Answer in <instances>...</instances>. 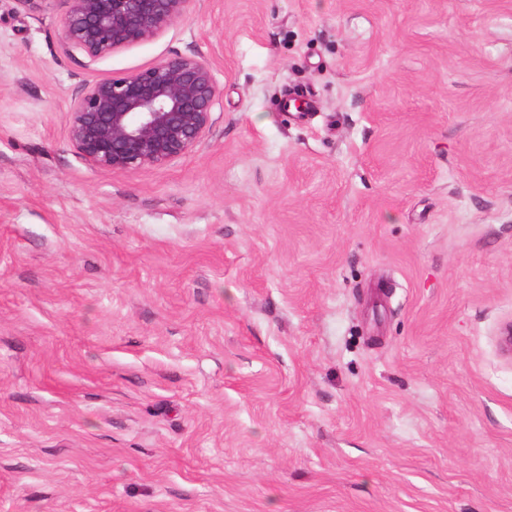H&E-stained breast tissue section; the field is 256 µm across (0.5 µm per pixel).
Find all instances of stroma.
Listing matches in <instances>:
<instances>
[{
    "label": "stroma",
    "instance_id": "1",
    "mask_svg": "<svg viewBox=\"0 0 512 512\" xmlns=\"http://www.w3.org/2000/svg\"><path fill=\"white\" fill-rule=\"evenodd\" d=\"M64 11L0 0V512H512V0H192L91 65ZM175 53L198 145L88 163L76 92Z\"/></svg>",
    "mask_w": 512,
    "mask_h": 512
}]
</instances>
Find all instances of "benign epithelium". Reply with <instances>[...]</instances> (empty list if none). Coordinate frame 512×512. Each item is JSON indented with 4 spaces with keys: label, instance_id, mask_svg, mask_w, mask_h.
<instances>
[{
    "label": "benign epithelium",
    "instance_id": "obj_1",
    "mask_svg": "<svg viewBox=\"0 0 512 512\" xmlns=\"http://www.w3.org/2000/svg\"><path fill=\"white\" fill-rule=\"evenodd\" d=\"M66 55L93 63L157 38L192 0H64ZM217 88L210 68L173 54L139 71L85 85L72 99L71 142L90 164L138 171L191 151L210 124Z\"/></svg>",
    "mask_w": 512,
    "mask_h": 512
}]
</instances>
